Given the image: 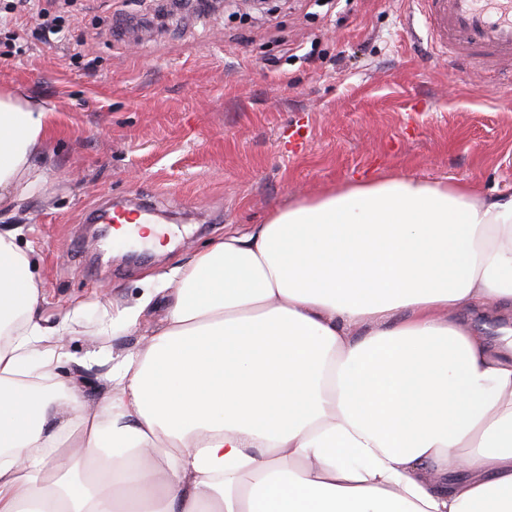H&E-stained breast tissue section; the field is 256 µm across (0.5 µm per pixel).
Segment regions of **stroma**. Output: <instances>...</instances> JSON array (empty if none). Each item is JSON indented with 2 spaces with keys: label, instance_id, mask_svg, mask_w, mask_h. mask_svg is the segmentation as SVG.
Returning a JSON list of instances; mask_svg holds the SVG:
<instances>
[{
  "label": "stroma",
  "instance_id": "stroma-1",
  "mask_svg": "<svg viewBox=\"0 0 512 512\" xmlns=\"http://www.w3.org/2000/svg\"><path fill=\"white\" fill-rule=\"evenodd\" d=\"M77 0L67 43L29 37L0 57V87L47 102L54 130L33 162L43 180L0 227L29 242L51 319L80 308L82 335L60 375L106 367L89 353L135 349L140 332L100 341L113 303L137 302L146 277L187 261L230 228L262 223L294 199L358 177L453 179L512 195V89L435 52L413 0H281L276 11L210 0ZM132 24L113 38L112 16ZM150 204L176 226L171 250L128 264L102 249L89 214L109 199Z\"/></svg>",
  "mask_w": 512,
  "mask_h": 512
}]
</instances>
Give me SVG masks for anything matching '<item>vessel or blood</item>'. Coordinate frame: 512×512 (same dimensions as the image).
Returning <instances> with one entry per match:
<instances>
[{
	"mask_svg": "<svg viewBox=\"0 0 512 512\" xmlns=\"http://www.w3.org/2000/svg\"><path fill=\"white\" fill-rule=\"evenodd\" d=\"M440 53L493 73L512 87V0H420Z\"/></svg>",
	"mask_w": 512,
	"mask_h": 512,
	"instance_id": "1",
	"label": "vessel or blood"
}]
</instances>
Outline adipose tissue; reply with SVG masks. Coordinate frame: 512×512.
I'll list each match as a JSON object with an SVG mask.
<instances>
[{
  "label": "adipose tissue",
  "instance_id": "ef3b65f1",
  "mask_svg": "<svg viewBox=\"0 0 512 512\" xmlns=\"http://www.w3.org/2000/svg\"><path fill=\"white\" fill-rule=\"evenodd\" d=\"M46 104L0 91V207L40 179ZM0 229V512H512V195L352 180L232 229L99 335L107 395L61 380L79 311L50 325Z\"/></svg>",
  "mask_w": 512,
  "mask_h": 512
}]
</instances>
